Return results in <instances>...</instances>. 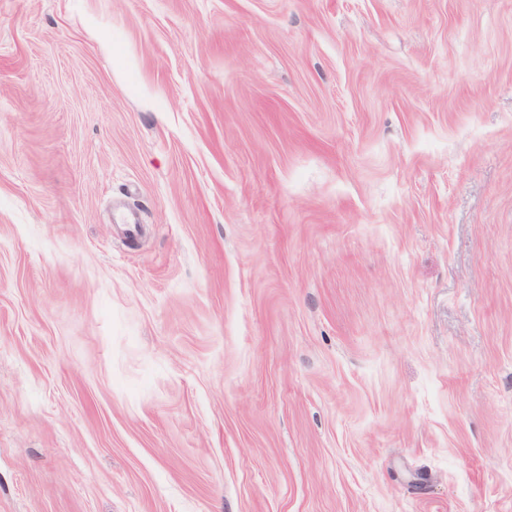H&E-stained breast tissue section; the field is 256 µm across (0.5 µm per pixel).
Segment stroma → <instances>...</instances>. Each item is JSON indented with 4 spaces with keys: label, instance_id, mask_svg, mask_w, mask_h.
Wrapping results in <instances>:
<instances>
[{
    "label": "stroma",
    "instance_id": "35a3bbf8",
    "mask_svg": "<svg viewBox=\"0 0 512 512\" xmlns=\"http://www.w3.org/2000/svg\"><path fill=\"white\" fill-rule=\"evenodd\" d=\"M0 512H512V0H0Z\"/></svg>",
    "mask_w": 512,
    "mask_h": 512
}]
</instances>
